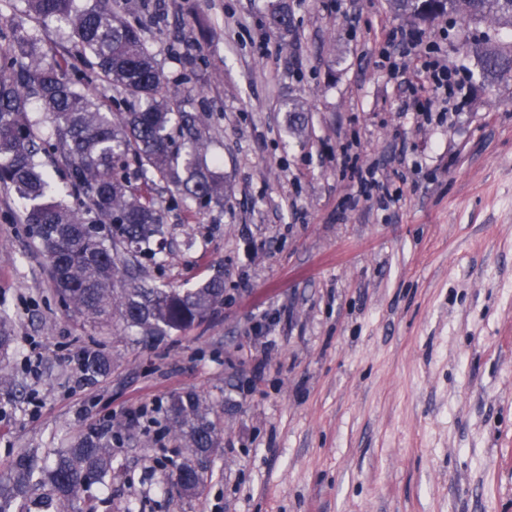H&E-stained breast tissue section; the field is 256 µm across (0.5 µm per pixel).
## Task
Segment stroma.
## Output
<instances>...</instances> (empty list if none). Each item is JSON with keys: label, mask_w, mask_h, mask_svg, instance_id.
I'll return each mask as SVG.
<instances>
[{"label": "stroma", "mask_w": 512, "mask_h": 512, "mask_svg": "<svg viewBox=\"0 0 512 512\" xmlns=\"http://www.w3.org/2000/svg\"><path fill=\"white\" fill-rule=\"evenodd\" d=\"M160 21L145 38L203 107L223 207L172 204L161 288L224 278L201 323L147 347L57 303L23 205L0 186V307L16 336L0 383V468L90 429L112 445L96 512H512V76L483 83L468 40L512 30L450 14L424 24L391 0H124ZM439 38L468 73L454 115L418 121L382 66L399 27ZM303 111L288 129V104ZM112 360L79 381L76 348ZM193 393L219 429L202 492L166 475L189 455L168 430ZM143 413L131 424V411ZM265 6V16L269 26L277 32L286 33L293 27L292 16L284 0H269Z\"/></svg>", "instance_id": "obj_1"}]
</instances>
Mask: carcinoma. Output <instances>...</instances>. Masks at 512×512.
<instances>
[{
    "label": "carcinoma",
    "instance_id": "cac0c4a2",
    "mask_svg": "<svg viewBox=\"0 0 512 512\" xmlns=\"http://www.w3.org/2000/svg\"><path fill=\"white\" fill-rule=\"evenodd\" d=\"M442 13L512 27V0H393L401 14L428 22ZM23 16L0 23V185L25 204L24 224L46 257L58 302L65 311L101 325L121 321L146 342L202 321L224 301L215 275L200 288H157L142 283V260L163 262V207L140 185L167 190L208 212L224 201V174L207 163L202 118L179 100L188 90H165V77L144 37L145 21L123 16L119 0H25ZM269 26L293 27L284 0L265 6ZM65 23L75 52L50 60L42 53L39 25ZM485 82L512 75V52L468 43ZM120 89L107 104L85 88L89 75ZM38 103L54 124L47 133L29 115ZM66 169L65 189L44 171L42 156ZM11 317L0 310V356L13 344ZM81 381L107 376L112 361L82 346L72 356ZM171 431L186 440L189 457L173 476L191 496L204 486L219 431L193 394H175L166 410ZM112 447L91 431L53 459L22 451L0 471V512H93L85 496L92 479L112 481Z\"/></svg>",
    "mask_w": 512,
    "mask_h": 512
}]
</instances>
